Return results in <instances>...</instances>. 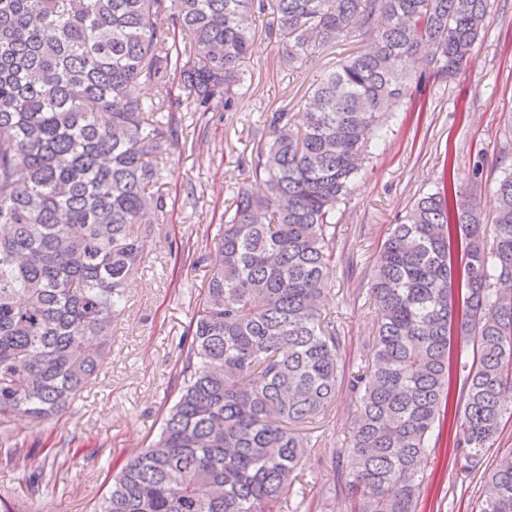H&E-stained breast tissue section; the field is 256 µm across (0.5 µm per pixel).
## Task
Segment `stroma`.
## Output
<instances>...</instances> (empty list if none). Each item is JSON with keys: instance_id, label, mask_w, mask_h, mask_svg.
Instances as JSON below:
<instances>
[{"instance_id": "35a3bbf8", "label": "stroma", "mask_w": 512, "mask_h": 512, "mask_svg": "<svg viewBox=\"0 0 512 512\" xmlns=\"http://www.w3.org/2000/svg\"><path fill=\"white\" fill-rule=\"evenodd\" d=\"M271 12L257 14L252 54L243 69V95L231 112L176 114L183 136L164 156L151 195L165 208L141 235L142 259L125 291L124 311L112 322V347L96 380L55 420L39 426L12 420L0 426V512H92L117 465L156 439L173 405L181 365L179 340L204 306L212 274L214 236L240 190L264 192L255 175L253 132L274 112L302 111L312 88L363 41H343L308 52L288 70L286 39L272 35ZM411 87L388 122L383 141L366 160L337 213L336 267L328 307L344 338L341 363L354 369L373 337L370 299L374 266L392 224L420 194L433 189L444 158H451L456 188L471 196L484 217L494 210L496 167L512 153L505 129L512 122V0H495L479 45L449 78L436 74L432 50L411 60ZM482 187H475L476 176ZM189 245L182 259L181 245ZM312 443L303 466L310 493L303 512H336L324 491L337 478L334 450L348 448L355 411L345 384L324 416L303 424ZM20 451L6 458L12 446ZM56 472V490L28 494L38 469ZM426 475L418 512H478L480 477L456 470L447 436L432 440L423 458Z\"/></svg>"}]
</instances>
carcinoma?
Wrapping results in <instances>:
<instances>
[{
  "instance_id": "1",
  "label": "carcinoma",
  "mask_w": 512,
  "mask_h": 512,
  "mask_svg": "<svg viewBox=\"0 0 512 512\" xmlns=\"http://www.w3.org/2000/svg\"><path fill=\"white\" fill-rule=\"evenodd\" d=\"M264 0H0V425L68 408L110 350L141 261L134 226L163 200L148 156L179 139L154 115L173 87L229 112ZM492 0H275L290 68L340 38L368 41L313 91L293 124L259 130L255 173L215 235L205 306L182 342L178 397L93 512H299L310 447L299 424L336 396L342 337L326 311L336 209L406 97V59L435 47L451 77ZM159 88L144 103L132 87ZM501 156L491 224L451 164L386 239L370 293L377 325L348 373L357 427L340 512H416L435 432L462 473L512 417V166ZM476 345L468 359L459 341ZM480 512H512V450L483 473Z\"/></svg>"
}]
</instances>
